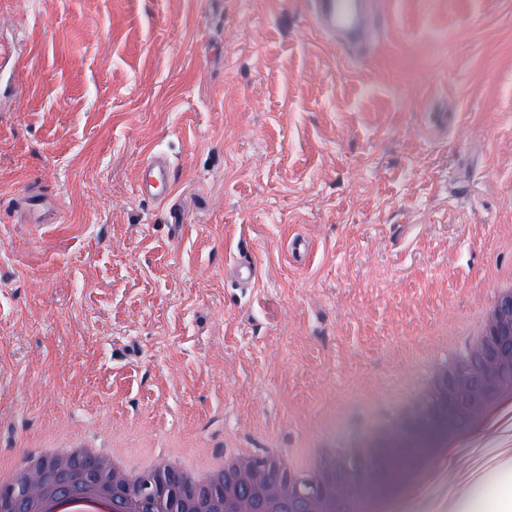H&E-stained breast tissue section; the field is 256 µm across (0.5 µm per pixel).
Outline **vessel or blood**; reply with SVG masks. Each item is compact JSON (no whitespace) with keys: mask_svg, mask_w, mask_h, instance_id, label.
<instances>
[{"mask_svg":"<svg viewBox=\"0 0 512 512\" xmlns=\"http://www.w3.org/2000/svg\"><path fill=\"white\" fill-rule=\"evenodd\" d=\"M317 29L346 50L366 48L374 28V0H310ZM142 196L171 204L175 172L167 156L149 152L140 161Z\"/></svg>","mask_w":512,"mask_h":512,"instance_id":"b4317fda","label":"vessel or blood"}]
</instances>
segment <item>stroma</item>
<instances>
[{"label": "stroma", "mask_w": 512, "mask_h": 512, "mask_svg": "<svg viewBox=\"0 0 512 512\" xmlns=\"http://www.w3.org/2000/svg\"><path fill=\"white\" fill-rule=\"evenodd\" d=\"M377 3L365 56L307 0H0V462L67 432L358 451L479 312L512 270V0ZM149 149L184 226L137 192ZM498 454L461 457L465 512L512 497Z\"/></svg>", "instance_id": "obj_1"}]
</instances>
